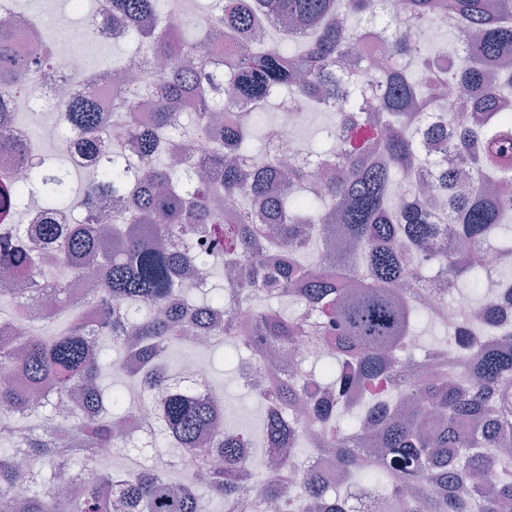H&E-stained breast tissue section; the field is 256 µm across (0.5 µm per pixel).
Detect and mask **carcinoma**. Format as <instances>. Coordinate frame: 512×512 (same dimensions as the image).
<instances>
[{"mask_svg":"<svg viewBox=\"0 0 512 512\" xmlns=\"http://www.w3.org/2000/svg\"><path fill=\"white\" fill-rule=\"evenodd\" d=\"M114 44L137 52L146 46L168 65L147 81L120 79L115 94L130 110L140 159L102 149L104 116L96 100L75 95L66 103L67 126L96 155L87 197L110 195L124 219L81 211L67 229L53 214L70 206L64 168L40 158L25 181L0 183V218L43 198L44 221L16 225L0 238V264L30 272L63 311L56 333L29 334L19 350L0 347V365L16 369L20 383L0 384V512H206L196 487L223 503L224 512H358L350 487L379 499L381 512H512V477L490 480L509 460L496 447L512 429V333L488 341L497 313L478 309L448 328L447 336L415 355V316L438 322L427 285L446 280L478 294L488 270L472 260L512 223V0H402L393 18L386 0H223L217 25L203 31L169 20V0H106ZM456 20L469 33L451 52L431 51L425 30L434 16ZM367 26L383 30L388 49L355 53ZM224 41L222 65L211 67L213 44ZM11 46L0 33V83L15 97L27 82L14 77ZM228 85L247 112H213L188 120L217 137L214 157L188 167L174 164L167 143L176 129V103L208 97L211 85ZM335 116L330 149H299L324 161L321 190L295 166L287 176L250 137L263 131L274 98ZM149 108L141 121L137 108ZM469 120L448 131V114ZM448 140L444 156L430 158L421 145ZM239 211L232 222L216 199ZM336 244L327 265L321 253ZM223 271L184 309V277ZM90 289L73 310V287L87 275ZM10 304L4 317L27 313L28 300L0 288ZM112 303V318L97 305ZM259 320L242 335L241 309ZM216 331L219 343L245 350L253 365L270 352L336 339L321 361L320 380L292 378L254 391L264 406L260 435L226 425L205 445L214 425L212 407L183 384L181 367L168 364L170 349L189 333ZM139 358L151 389L138 399L150 407V443L177 448L190 475L176 482L164 452L151 466L101 472L97 448H121L137 460L140 448L121 443L116 421L126 417L129 389L104 394L102 367L109 346ZM467 362L442 368L395 388V379L424 360L450 351ZM46 390L44 416L74 422L62 439L31 425L32 391ZM316 427L314 441L309 429ZM314 447L331 460L292 492L268 477L275 457L283 473ZM49 462L35 484L18 463L19 450ZM85 472L76 495L47 494L42 485L63 472ZM29 483L24 500L16 488ZM420 485L417 494L410 486Z\"/></svg>","mask_w":512,"mask_h":512,"instance_id":"1","label":"carcinoma"}]
</instances>
